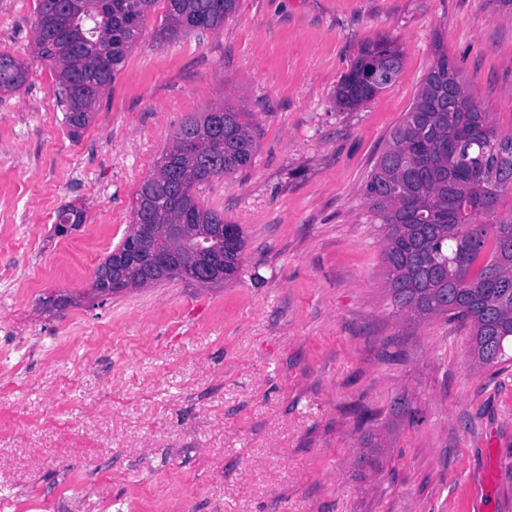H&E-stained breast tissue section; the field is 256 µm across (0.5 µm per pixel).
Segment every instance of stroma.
Wrapping results in <instances>:
<instances>
[{
	"instance_id": "35a3bbf8",
	"label": "stroma",
	"mask_w": 512,
	"mask_h": 512,
	"mask_svg": "<svg viewBox=\"0 0 512 512\" xmlns=\"http://www.w3.org/2000/svg\"><path fill=\"white\" fill-rule=\"evenodd\" d=\"M36 7L0 0V53L29 70L0 93V512H40L107 454L102 512H512V362L477 368L460 323L393 313L363 196L435 38L512 133V16L492 0H239L220 31L159 42L157 0L74 134L32 53ZM380 36L399 76L338 106ZM224 105L250 112L257 151L198 194L243 230L237 278L91 297L176 128ZM65 205L83 219L60 236ZM57 291L73 304L44 310ZM400 399L415 418L391 431ZM368 432L377 471L359 462ZM372 63L390 71L392 79L381 84L365 83L363 70ZM402 66V52L392 40L386 37L367 40L360 46L349 70L336 88L337 103L345 108H354L373 99L397 77Z\"/></svg>"
}]
</instances>
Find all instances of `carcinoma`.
I'll return each mask as SVG.
<instances>
[{
    "instance_id": "obj_1",
    "label": "carcinoma",
    "mask_w": 512,
    "mask_h": 512,
    "mask_svg": "<svg viewBox=\"0 0 512 512\" xmlns=\"http://www.w3.org/2000/svg\"><path fill=\"white\" fill-rule=\"evenodd\" d=\"M158 0H39L34 51L51 62L73 131L88 126L97 99L110 88L126 53L139 40ZM155 38L215 32L237 0H166ZM375 63L397 76L399 47L386 37L364 42L336 88V101L357 107L388 83L367 84L363 70ZM27 68L0 54V90L19 89ZM460 69L441 39L414 102L393 129L364 186L380 221L382 263L393 312L419 320L445 318L469 328L477 367L512 360V135L503 136L491 113L464 92ZM249 113L218 107L184 119L155 172L138 187L135 202L152 225L149 253L176 262L158 283L194 282L196 239L175 238L172 224H200L232 279L244 248L239 225L199 201L196 187L252 162L256 150Z\"/></svg>"
}]
</instances>
